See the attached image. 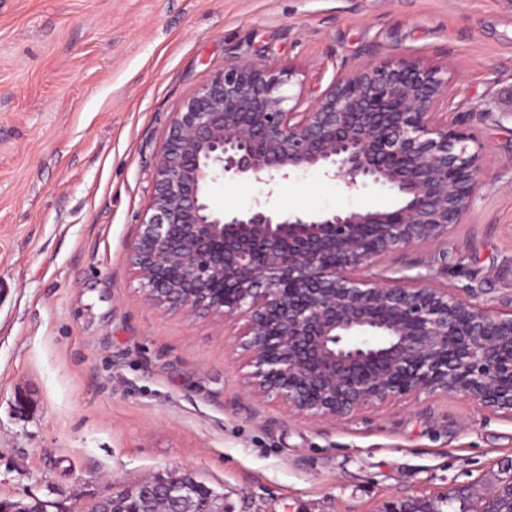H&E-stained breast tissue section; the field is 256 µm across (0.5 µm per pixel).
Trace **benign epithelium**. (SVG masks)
<instances>
[{
    "instance_id": "benign-epithelium-1",
    "label": "benign epithelium",
    "mask_w": 512,
    "mask_h": 512,
    "mask_svg": "<svg viewBox=\"0 0 512 512\" xmlns=\"http://www.w3.org/2000/svg\"><path fill=\"white\" fill-rule=\"evenodd\" d=\"M290 79L261 62L235 64L175 113L130 246L145 299L192 319L246 316L249 394L303 419L448 392L512 416V308L472 304L422 276L369 273L463 223L474 202L479 153L448 124V79L405 56L372 57L302 111L290 105ZM311 169L350 190L380 185L398 203L220 212L208 201L221 178L269 185ZM366 224L379 227L372 241ZM142 486L154 512H166L169 482ZM196 493V512H219L212 490Z\"/></svg>"
}]
</instances>
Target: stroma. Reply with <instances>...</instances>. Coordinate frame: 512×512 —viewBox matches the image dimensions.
I'll use <instances>...</instances> for the list:
<instances>
[{
  "label": "stroma",
  "instance_id": "obj_1",
  "mask_svg": "<svg viewBox=\"0 0 512 512\" xmlns=\"http://www.w3.org/2000/svg\"><path fill=\"white\" fill-rule=\"evenodd\" d=\"M447 73L482 154L464 223L379 264L512 306V0H0V499L89 512L188 475L224 512H482L512 473V418L456 394L309 421L249 397L240 319L147 302L129 245L175 112L224 66L293 72L313 101L370 56ZM216 210H381L312 169L221 179Z\"/></svg>",
  "mask_w": 512,
  "mask_h": 512
}]
</instances>
